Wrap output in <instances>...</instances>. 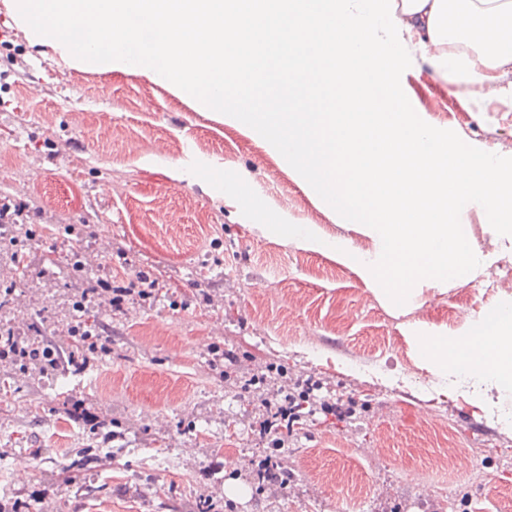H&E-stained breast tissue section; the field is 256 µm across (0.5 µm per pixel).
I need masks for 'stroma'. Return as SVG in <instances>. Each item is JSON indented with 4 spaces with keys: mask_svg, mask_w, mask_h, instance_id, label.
Wrapping results in <instances>:
<instances>
[{
    "mask_svg": "<svg viewBox=\"0 0 512 512\" xmlns=\"http://www.w3.org/2000/svg\"><path fill=\"white\" fill-rule=\"evenodd\" d=\"M399 84L414 118L450 146L512 159L511 106L432 77L418 57L401 63ZM1 197L28 205L32 228L87 224L94 235L0 240V282L28 270L0 303V326L49 340L97 278L159 281L155 300L120 312L92 302L84 319L109 326L112 354L86 373L0 366L1 506L193 512L203 497L211 512H512V387L435 384L414 341L455 335L512 304V288L488 293L474 277L425 283L403 301L377 293L336 252L372 251L365 216L338 217L195 86L87 69L34 42L10 0H0ZM296 224L308 239L289 237ZM227 350L236 362L224 379L209 361ZM299 382L316 385L313 412L282 443L261 438V399ZM336 397L352 398L349 417L321 410ZM77 401L91 423L70 418ZM76 448L81 464L63 476ZM272 452L292 474L287 488L251 476Z\"/></svg>",
    "mask_w": 512,
    "mask_h": 512,
    "instance_id": "stroma-1",
    "label": "stroma"
}]
</instances>
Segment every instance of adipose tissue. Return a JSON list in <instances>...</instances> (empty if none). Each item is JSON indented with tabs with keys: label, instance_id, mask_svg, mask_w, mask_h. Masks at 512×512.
Segmentation results:
<instances>
[{
	"label": "adipose tissue",
	"instance_id": "obj_1",
	"mask_svg": "<svg viewBox=\"0 0 512 512\" xmlns=\"http://www.w3.org/2000/svg\"><path fill=\"white\" fill-rule=\"evenodd\" d=\"M13 9L83 67L119 63L188 82L216 110L232 100L233 118L267 134L337 214H367L374 251L339 252L393 299L486 266L462 207L512 235L506 160L476 161L411 121L396 81L401 57L416 52L434 76L512 102V0H13ZM86 30L102 41H86ZM310 83L314 111H266L268 90L293 100ZM417 348L434 375L511 383L512 308L458 336L418 337Z\"/></svg>",
	"mask_w": 512,
	"mask_h": 512
}]
</instances>
